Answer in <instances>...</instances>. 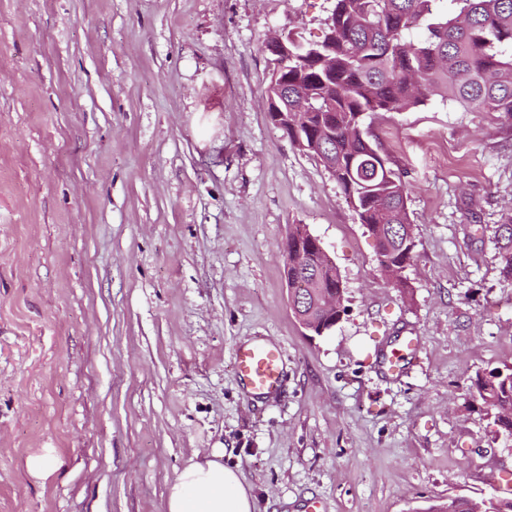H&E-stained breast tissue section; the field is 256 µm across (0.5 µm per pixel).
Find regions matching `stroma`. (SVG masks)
I'll return each instance as SVG.
<instances>
[{"instance_id": "obj_1", "label": "stroma", "mask_w": 512, "mask_h": 512, "mask_svg": "<svg viewBox=\"0 0 512 512\" xmlns=\"http://www.w3.org/2000/svg\"><path fill=\"white\" fill-rule=\"evenodd\" d=\"M332 6L0 0V512H166L216 452L255 512L512 497V440L474 387L512 366L494 238L512 118L437 99L366 117L409 188L415 257L392 288L336 180L268 115L269 33L321 40ZM296 224L343 287L313 338L282 279ZM259 340L281 351L276 399L234 368Z\"/></svg>"}]
</instances>
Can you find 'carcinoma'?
Listing matches in <instances>:
<instances>
[{
	"label": "carcinoma",
	"instance_id": "cac0c4a2",
	"mask_svg": "<svg viewBox=\"0 0 512 512\" xmlns=\"http://www.w3.org/2000/svg\"><path fill=\"white\" fill-rule=\"evenodd\" d=\"M333 0L325 19V61L300 69L269 59L271 71L288 78V111L295 98L308 99L310 123L288 140L298 149L335 165L333 177L376 242L378 263L413 260L408 187L369 139L364 118L403 111L432 98L464 112L512 115V0ZM503 279L512 285V210L495 231ZM309 284H341L329 270L303 259L288 274ZM477 393L512 437V368ZM426 512H512V497L479 501L455 497Z\"/></svg>",
	"mask_w": 512,
	"mask_h": 512
}]
</instances>
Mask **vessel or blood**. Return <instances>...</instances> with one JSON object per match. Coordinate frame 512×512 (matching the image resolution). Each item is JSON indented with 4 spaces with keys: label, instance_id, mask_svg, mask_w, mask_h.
Wrapping results in <instances>:
<instances>
[{
    "label": "vessel or blood",
    "instance_id": "vessel-or-blood-1",
    "mask_svg": "<svg viewBox=\"0 0 512 512\" xmlns=\"http://www.w3.org/2000/svg\"><path fill=\"white\" fill-rule=\"evenodd\" d=\"M238 375L243 384L267 398L279 396L282 383V358L275 345L254 342L235 351Z\"/></svg>",
    "mask_w": 512,
    "mask_h": 512
}]
</instances>
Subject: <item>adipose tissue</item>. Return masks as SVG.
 <instances>
[{
	"mask_svg": "<svg viewBox=\"0 0 512 512\" xmlns=\"http://www.w3.org/2000/svg\"><path fill=\"white\" fill-rule=\"evenodd\" d=\"M167 512H254L240 474L220 455L190 462L169 488Z\"/></svg>",
	"mask_w": 512,
	"mask_h": 512,
	"instance_id": "obj_1",
	"label": "adipose tissue"
}]
</instances>
